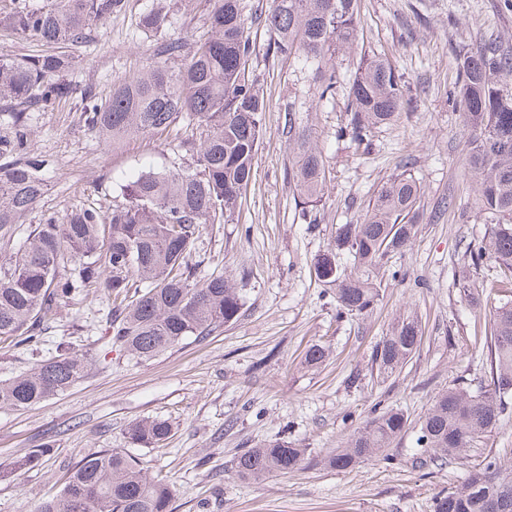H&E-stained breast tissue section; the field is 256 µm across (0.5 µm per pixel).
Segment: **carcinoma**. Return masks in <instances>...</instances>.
Here are the masks:
<instances>
[{
	"instance_id": "carcinoma-1",
	"label": "carcinoma",
	"mask_w": 512,
	"mask_h": 512,
	"mask_svg": "<svg viewBox=\"0 0 512 512\" xmlns=\"http://www.w3.org/2000/svg\"><path fill=\"white\" fill-rule=\"evenodd\" d=\"M128 0H10L0 25L33 37L50 50L24 56L0 55V103L9 129L0 133V243H10L15 226L45 192L49 161L29 156L31 112L54 109L80 93L84 121L116 146L137 134L163 136L179 124L207 130L194 169L140 171L121 186L124 203L105 214L94 208L70 213L66 223L51 218L34 226L17 255L0 262V340L35 344L50 329L57 311L93 288L113 296L112 341L139 362L167 351L189 336L204 337L232 324L244 305L241 289L227 276L196 279L189 262L205 224L233 220L251 180L262 129L263 99L244 78L251 53L248 29L264 24L276 52L314 67L313 95H336L340 74L335 56L358 35L357 0H272L265 16H248L243 0H213L211 35L191 42L170 38L161 54L179 61L147 66L137 78L120 79L100 99L92 90L63 79L73 63L57 45L92 41V27L126 11ZM166 15L144 10L138 28L157 34ZM461 103L470 127L471 168L489 231L469 246L463 283L489 260L496 277L485 284L493 297L486 328L489 379L476 388L453 385L438 393L420 421L418 441L433 460L452 465L478 447L503 420L512 404V47L482 41L455 51ZM401 85L378 56L363 58L349 81L350 120L358 144L396 115ZM295 162L292 181L302 204L322 200L325 165L310 134L290 137ZM423 192L410 174H400L378 190L358 224H340L334 247L315 260L317 277L335 287L338 315L363 314L382 297L380 270L412 243ZM470 303L482 292L465 289ZM421 342V324L412 313L398 315L372 352L381 376L399 372ZM328 348L310 346L304 355L318 367ZM84 358L61 341L55 354L30 372L0 382V406L25 409L69 390L85 373ZM407 417L397 409L374 411L345 445L323 459L332 469H349L392 446ZM161 419H141L128 428L131 442L156 447L171 435ZM309 449L275 439L248 448L234 462L235 475L261 482L299 469ZM172 488L151 476L141 462L120 449H106L84 461L60 494L36 512H168ZM434 512H512V468L495 459L474 467L458 486L436 498Z\"/></svg>"
}]
</instances>
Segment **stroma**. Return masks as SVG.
Segmentation results:
<instances>
[{
	"instance_id": "obj_1",
	"label": "stroma",
	"mask_w": 512,
	"mask_h": 512,
	"mask_svg": "<svg viewBox=\"0 0 512 512\" xmlns=\"http://www.w3.org/2000/svg\"><path fill=\"white\" fill-rule=\"evenodd\" d=\"M153 4L129 0L125 13L106 18L89 46L73 49L66 80L105 98L114 80L156 61L166 39L207 34L211 0H164L162 33L141 36L139 15ZM358 21L356 44L336 60L339 72L351 76L361 58L379 55L403 94L396 119L365 146L339 133L349 121L346 88L314 98L312 69L276 53L265 27L250 30L245 79L266 101L253 178L233 222L204 226L191 254L199 278L231 274L242 285L235 323L136 363L113 345L112 301L99 291L62 306L40 343H0V380L29 372L62 340L87 364L65 393L22 410L0 407V512H34L78 464L108 448L166 477L171 512H432L435 497L461 484L470 467L491 457L512 465V416L461 463H415L419 420L436 395L454 384L476 386L489 370V311L472 306L463 287L481 288L496 271L487 262L469 283L459 279L467 246L487 223L465 146L454 50L479 39L512 43V9L503 0H359ZM292 125L310 131L326 170L323 198L306 213L290 177ZM30 138L32 154L52 163L47 190L0 261L46 217L61 223L75 208L120 204V184L140 170L195 166L204 133L139 136L114 147L85 124L75 98L32 113ZM404 172L423 196L412 245L390 260L401 275L383 276V297L370 312L338 316L314 261L333 246L337 225L359 223L380 185ZM406 311L421 320L420 348L399 374L380 377L372 350ZM314 344L331 355L309 369L303 357ZM377 404L408 418L385 457L348 470L323 467L321 457L342 447ZM147 417L172 426L161 446L128 438L130 423ZM275 437L310 449L311 462L261 483L238 479L235 457ZM36 448L46 451L37 465L10 470Z\"/></svg>"
}]
</instances>
